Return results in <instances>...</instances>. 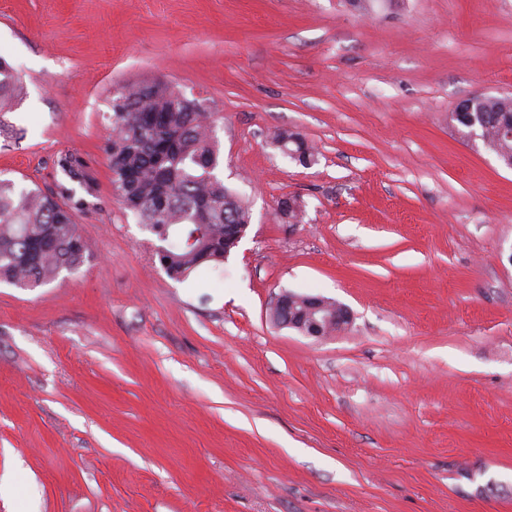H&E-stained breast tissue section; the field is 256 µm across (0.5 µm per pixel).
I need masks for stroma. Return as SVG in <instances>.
Instances as JSON below:
<instances>
[{
	"mask_svg": "<svg viewBox=\"0 0 512 512\" xmlns=\"http://www.w3.org/2000/svg\"><path fill=\"white\" fill-rule=\"evenodd\" d=\"M0 57V178L90 252L0 284V512H512V170L449 118L512 94V0H0ZM156 79L222 112L251 212L182 281L107 161L113 87ZM285 292L351 322L278 327ZM21 85L18 72L0 58V112H10ZM274 142L284 152L288 150V156L304 167H311L318 161L315 148L295 132H280L275 135ZM291 153L296 154L295 156ZM309 164V165H308Z\"/></svg>",
	"mask_w": 512,
	"mask_h": 512,
	"instance_id": "1",
	"label": "stroma"
}]
</instances>
